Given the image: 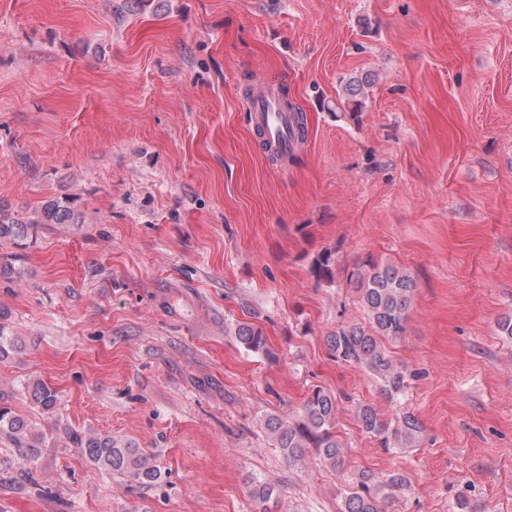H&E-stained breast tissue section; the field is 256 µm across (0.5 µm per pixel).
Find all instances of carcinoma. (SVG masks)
<instances>
[{
  "instance_id": "obj_1",
  "label": "carcinoma",
  "mask_w": 512,
  "mask_h": 512,
  "mask_svg": "<svg viewBox=\"0 0 512 512\" xmlns=\"http://www.w3.org/2000/svg\"><path fill=\"white\" fill-rule=\"evenodd\" d=\"M367 76L353 77L342 88L347 104L358 109L361 96L370 85ZM291 112L289 135L303 142L307 133L306 116L300 107L288 105ZM78 218L71 207L60 202L47 204L37 223L75 224ZM30 222L22 221L0 209V241H18L27 235ZM335 257L326 250L311 263V271L317 280L330 283L334 280ZM360 300L368 319V325L354 324L342 327L326 337V342L336 360L354 364L369 370L383 385V391L393 398L405 388L406 373L394 362L383 345L386 339L401 336L405 329L411 297L416 288L413 278L393 266L366 264L357 276ZM236 342L252 353L270 355L267 339L261 328L247 322L234 330ZM24 393L46 412L55 410L58 395L55 387L37 380L24 386ZM362 432L379 441L383 447L391 445L410 448L421 433L419 419L404 412L393 420L382 418L370 404H362L356 410ZM265 427L275 442V447L294 466H304L313 460L335 471L345 464L344 444L336 431V400L324 389H313L295 415H272ZM0 435L5 436L22 454L34 459L40 448L39 438L32 437L29 424L15 415L8 407H0ZM68 438L82 448L88 460L100 469L129 477L143 484L160 480L162 472L136 444L121 436H80L71 431ZM313 457H308V451ZM406 478L401 474L386 479L363 471L348 481L341 512H382L381 504L393 497L396 490L404 488Z\"/></svg>"
}]
</instances>
